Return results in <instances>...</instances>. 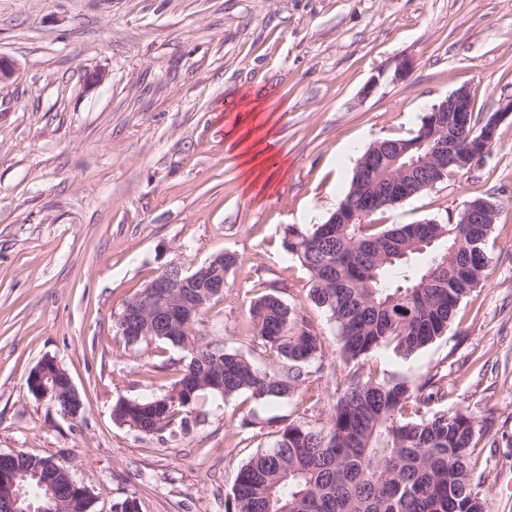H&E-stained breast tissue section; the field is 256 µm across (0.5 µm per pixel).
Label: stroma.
Returning a JSON list of instances; mask_svg holds the SVG:
<instances>
[{"label": "stroma", "mask_w": 512, "mask_h": 512, "mask_svg": "<svg viewBox=\"0 0 512 512\" xmlns=\"http://www.w3.org/2000/svg\"><path fill=\"white\" fill-rule=\"evenodd\" d=\"M0 55L14 66L0 81V453L72 466L92 512L128 498L138 512H232L250 454L289 423L326 422L355 371L437 373L445 407L483 427L470 466L485 512H512V115L482 164L370 217L500 207L482 287L411 357L342 358L283 246L285 225L334 212L359 154L409 136L449 93L468 89L481 119L512 102V0H0ZM247 102L288 163L264 191L248 190L226 148ZM225 252L239 262L200 331L264 362L250 308L275 294L322 336L321 378L288 400L207 402L175 438L117 424L118 400L167 392L184 363L170 345H125L124 302L169 266ZM45 357L71 376L77 417L31 392Z\"/></svg>", "instance_id": "obj_1"}]
</instances>
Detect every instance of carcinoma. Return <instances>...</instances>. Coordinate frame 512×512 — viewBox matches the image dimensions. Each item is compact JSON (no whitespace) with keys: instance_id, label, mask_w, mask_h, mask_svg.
Here are the masks:
<instances>
[{"instance_id":"cac0c4a2","label":"carcinoma","mask_w":512,"mask_h":512,"mask_svg":"<svg viewBox=\"0 0 512 512\" xmlns=\"http://www.w3.org/2000/svg\"><path fill=\"white\" fill-rule=\"evenodd\" d=\"M489 122L474 113L456 132L463 162L483 149ZM433 134L426 117L407 138H386L380 149L397 153ZM360 157L351 185L323 224L284 229V247L307 271L310 301L335 323L340 352L355 360L386 346L408 357L441 337L461 299L483 280L489 258L484 243L494 222L382 225L361 221L370 193L367 158ZM405 195L428 191L417 172L402 175ZM396 240L403 250L380 254L368 243ZM253 328L268 357L256 364L224 350V366L209 340L187 324L179 336H126L128 346L171 344L185 353L181 377L163 395L119 400L113 420L141 436L180 421L218 396L248 393L273 402L292 398L308 376L320 372L321 336L306 316L278 296L265 294L250 309ZM443 377L415 386L406 380L353 374L328 422H292L241 467L232 494L235 512H484L467 459L477 421L446 409L419 415L448 396ZM52 457L16 453L11 467L27 503L45 512H85L88 503L72 490L71 476L51 468Z\"/></svg>"}]
</instances>
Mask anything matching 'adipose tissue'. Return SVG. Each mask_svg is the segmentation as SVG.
Returning a JSON list of instances; mask_svg holds the SVG:
<instances>
[{"instance_id": "obj_1", "label": "adipose tissue", "mask_w": 512, "mask_h": 512, "mask_svg": "<svg viewBox=\"0 0 512 512\" xmlns=\"http://www.w3.org/2000/svg\"><path fill=\"white\" fill-rule=\"evenodd\" d=\"M233 150L237 152L251 186L269 187L284 171L272 153V140L258 124L241 128L235 135Z\"/></svg>"}]
</instances>
